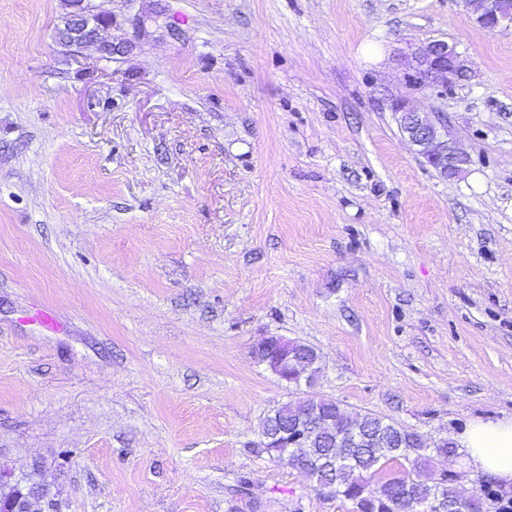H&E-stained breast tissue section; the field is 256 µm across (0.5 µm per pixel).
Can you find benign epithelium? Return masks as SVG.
Instances as JSON below:
<instances>
[{"mask_svg": "<svg viewBox=\"0 0 512 512\" xmlns=\"http://www.w3.org/2000/svg\"><path fill=\"white\" fill-rule=\"evenodd\" d=\"M472 7L476 23L483 29L496 31L512 27V5L507 0H465ZM406 73L414 75L413 89L446 90L454 85L464 73L463 64L455 47L446 41L432 40L420 44L405 63ZM399 115V125L408 141L417 152L443 177L455 176L464 170L469 157L454 142L448 139L444 115H433L421 111L410 99L393 104ZM255 346L272 349L288 358L287 370H295L289 379L297 382L303 376L296 359L289 358L292 349L288 340L281 336H263ZM309 430L298 426L288 433L279 446L298 448L308 441ZM0 486L9 488V495L0 499V512H41L36 508L28 487L15 477L13 470L0 467Z\"/></svg>", "mask_w": 512, "mask_h": 512, "instance_id": "obj_1", "label": "benign epithelium"}]
</instances>
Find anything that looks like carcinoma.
<instances>
[{
	"label": "carcinoma",
	"instance_id": "cac0c4a2",
	"mask_svg": "<svg viewBox=\"0 0 512 512\" xmlns=\"http://www.w3.org/2000/svg\"><path fill=\"white\" fill-rule=\"evenodd\" d=\"M69 6L72 11L55 28L54 39L76 51L93 38L95 28L75 33L72 18L86 5L84 0H70ZM292 351L308 366L303 380L313 384L320 372L318 352L298 341ZM326 412L336 417L335 428L329 432L311 428V440L299 449V458L316 486L351 502L353 512H483L482 497L460 500L445 472L434 468V458L456 454L451 439L430 447L417 431L374 413L349 412L336 401L314 396L274 409L265 417L262 431L275 435L293 424H309ZM400 460L410 468L388 469Z\"/></svg>",
	"mask_w": 512,
	"mask_h": 512
}]
</instances>
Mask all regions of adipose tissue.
<instances>
[{"label":"adipose tissue","mask_w":512,"mask_h":512,"mask_svg":"<svg viewBox=\"0 0 512 512\" xmlns=\"http://www.w3.org/2000/svg\"><path fill=\"white\" fill-rule=\"evenodd\" d=\"M459 443L469 467L512 483V417L471 422Z\"/></svg>","instance_id":"1"}]
</instances>
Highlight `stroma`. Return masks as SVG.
I'll return each instance as SVG.
<instances>
[{
  "mask_svg": "<svg viewBox=\"0 0 512 512\" xmlns=\"http://www.w3.org/2000/svg\"><path fill=\"white\" fill-rule=\"evenodd\" d=\"M0 0V465L57 512H352L259 453L314 393L426 439L512 416V29L463 0ZM414 95L470 157L441 177ZM311 345L313 386L251 354ZM247 479V496L236 492ZM84 0H71L69 2V6L73 9L68 13V16L65 18L63 24L58 26L54 30V39L55 41L68 48L73 50H79L86 45V43L91 40L94 36L95 30L99 22L109 23L112 26V16L105 10H100V14L94 16V21L96 22V26L93 28H89L86 31L81 32L80 34H75L74 32H79V30H75L72 24V18L77 13H83L87 7V4H83ZM98 39H101L100 33L107 27L105 25H98ZM460 56L446 41L432 40L420 44L405 63L406 74L414 75V90L441 89L453 86L464 73ZM392 108L399 115L402 133L441 176L448 178L464 170L469 157L448 139L443 114L434 112L430 116L414 105L410 98L396 101Z\"/></svg>",
  "mask_w": 512,
  "mask_h": 512,
  "instance_id": "1",
  "label": "stroma"
}]
</instances>
